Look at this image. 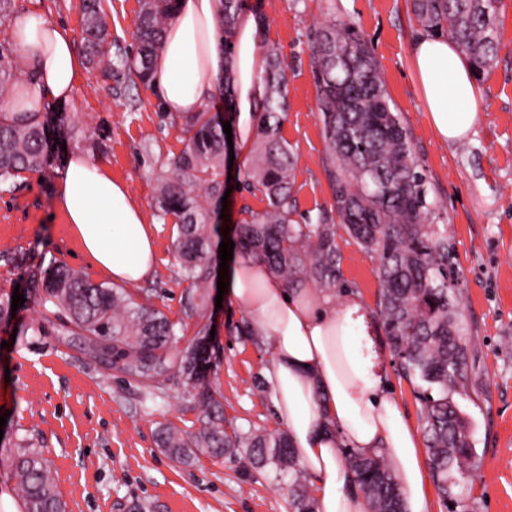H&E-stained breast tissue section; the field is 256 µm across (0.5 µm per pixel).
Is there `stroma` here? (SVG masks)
I'll use <instances>...</instances> for the list:
<instances>
[{"mask_svg": "<svg viewBox=\"0 0 512 512\" xmlns=\"http://www.w3.org/2000/svg\"><path fill=\"white\" fill-rule=\"evenodd\" d=\"M110 51H133L139 0H103ZM17 10H36L61 24L75 47L83 45L79 0H16ZM245 13L262 15V40L279 48L286 67L288 115L281 135L295 157L297 213L314 217L330 210L332 194L322 160L326 143L318 119L311 72V40L335 20L353 21L364 35L384 77L392 105L412 137L424 170L437 224L448 227V247L457 272L453 291L468 342L470 384L454 400L465 418L480 466L460 480L451 495L427 485L432 512H512V0H505L499 38L502 50L479 86L482 112L473 129L454 142L440 141L426 119L421 91L413 77L411 44L422 30L411 21L406 0H245ZM63 111L89 126L105 125L102 151L113 179L127 185L154 226L157 257L153 270L131 291L150 297L171 321H185L183 281L173 222L159 221L153 202L157 178L185 146L180 128L163 119L152 88L124 80L103 82L85 68L75 97ZM254 134L234 132L231 169L234 190L225 210L234 226L243 207L260 211L261 196L242 188L253 165ZM67 140L40 173L18 178L17 188L0 193V253L23 255L27 267L65 264L96 283L105 275L89 264L56 203L55 188ZM340 289L336 300L358 295L367 327L360 350L370 359L398 401L406 421L422 427V404L414 384L397 370L375 315L378 260L338 229ZM40 307L25 301L14 318L0 323V446L12 447L27 430H38L52 462L66 512H291L288 487L272 472L244 466L240 457L214 460L198 455L180 464L163 454L155 430L169 423L192 432L197 413L187 389L176 380L146 390L80 349L53 336L33 335ZM215 328L209 351L208 381L224 396L226 430H279L264 370L273 358L271 342L254 343L238 333L243 313L230 306L209 310Z\"/></svg>", "mask_w": 512, "mask_h": 512, "instance_id": "stroma-1", "label": "stroma"}]
</instances>
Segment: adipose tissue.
Instances as JSON below:
<instances>
[{
	"label": "adipose tissue",
	"mask_w": 512,
	"mask_h": 512,
	"mask_svg": "<svg viewBox=\"0 0 512 512\" xmlns=\"http://www.w3.org/2000/svg\"><path fill=\"white\" fill-rule=\"evenodd\" d=\"M220 0H178L153 64V87L165 112L200 111L218 93L225 67H232L239 125L254 120L262 84L261 31L254 16L241 15L232 58L219 36ZM35 79L19 75V94L37 106L71 100L82 63L62 26L33 12L17 15L9 29ZM416 81L428 122L445 142L475 126L482 104L469 67L447 39L428 34L411 46ZM56 202L65 213L85 257L118 283H136L152 270L155 236L127 186L113 180L107 163L71 152L57 182ZM227 301L250 318L254 335L272 340L273 359L265 371L279 423L287 430L301 465L311 474L318 512H367L355 493L342 448L372 453L386 449L397 475L404 512H429L428 475L420 440L397 401L385 390L358 351L360 331L353 318L357 298L338 303L322 288H290L264 262L235 258Z\"/></svg>",
	"instance_id": "adipose-tissue-1"
}]
</instances>
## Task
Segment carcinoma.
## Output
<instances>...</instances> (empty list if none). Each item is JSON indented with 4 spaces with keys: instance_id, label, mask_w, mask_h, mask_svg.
<instances>
[{
    "instance_id": "obj_1",
    "label": "carcinoma",
    "mask_w": 512,
    "mask_h": 512,
    "mask_svg": "<svg viewBox=\"0 0 512 512\" xmlns=\"http://www.w3.org/2000/svg\"><path fill=\"white\" fill-rule=\"evenodd\" d=\"M504 0H408L409 11L427 33L448 37L482 80L498 58ZM243 0H222L224 50L232 56ZM176 0H140L135 51L110 55L109 30L101 0H81L84 56L103 81L122 75L134 85L152 82V65ZM34 73L25 57L0 49V99L10 96L16 74ZM311 72L319 120L326 142L323 170L331 210L316 223L294 219V154L281 136L287 110V78L278 48L266 45L255 132V162L247 174L249 193L260 194L266 209L241 210L234 228L239 252L275 268L288 287L302 281L336 289V225L378 259L377 316L386 342L399 358L398 369L416 383L424 404L423 433L437 492L448 496L458 477L477 469L466 421L452 395L469 382L467 343L456 300L448 236L434 224L425 174L400 113L391 100L364 35L351 22L328 23L315 32ZM236 105L231 72L224 73V112L207 106L170 118L187 135L186 146L160 176L154 198L160 219L175 218L176 248L183 278L190 282L184 312L197 318L192 344L174 347L175 324L149 301L125 288L92 282L83 272L52 265L28 269L16 256L5 262L21 270L26 293L42 308L32 325L35 336H70L97 361L150 389L174 377L195 390L200 427L187 434L159 427L156 442L173 460L185 463L199 454L213 459L242 451L255 468L287 480L293 512H318L288 435L260 428L228 433L222 396L207 381L210 326L204 322L213 287L214 238L221 236L224 167L229 145L223 125ZM75 137L101 149L98 129L43 112H0V192L16 188L23 172L46 168L52 137ZM344 464L370 512H401L402 493L384 453L343 451ZM6 462L23 502V512H66L51 477V461L38 438L28 434L8 449Z\"/></svg>"
}]
</instances>
